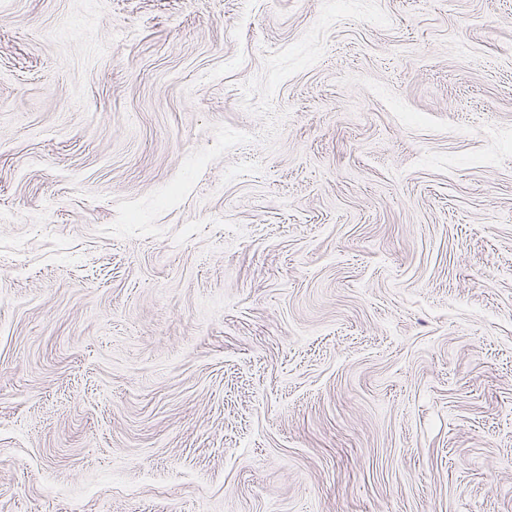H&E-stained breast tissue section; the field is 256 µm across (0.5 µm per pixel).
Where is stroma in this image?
Returning a JSON list of instances; mask_svg holds the SVG:
<instances>
[{
	"label": "stroma",
	"instance_id": "stroma-1",
	"mask_svg": "<svg viewBox=\"0 0 512 512\" xmlns=\"http://www.w3.org/2000/svg\"><path fill=\"white\" fill-rule=\"evenodd\" d=\"M512 512V0H0V512Z\"/></svg>",
	"mask_w": 512,
	"mask_h": 512
}]
</instances>
